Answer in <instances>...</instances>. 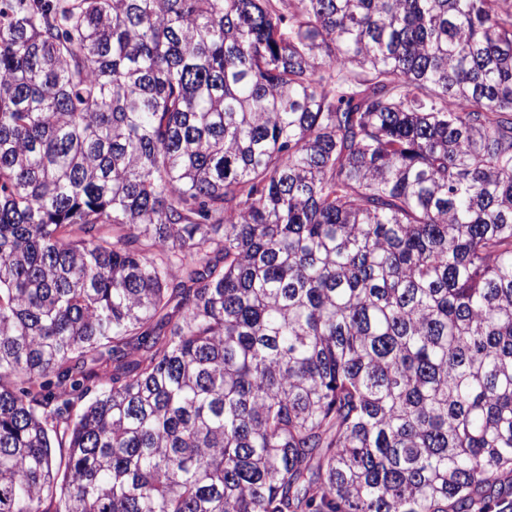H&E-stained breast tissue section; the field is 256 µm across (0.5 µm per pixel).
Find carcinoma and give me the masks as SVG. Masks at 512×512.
<instances>
[{"label":"carcinoma","mask_w":512,"mask_h":512,"mask_svg":"<svg viewBox=\"0 0 512 512\" xmlns=\"http://www.w3.org/2000/svg\"><path fill=\"white\" fill-rule=\"evenodd\" d=\"M0 512H512V0H0Z\"/></svg>","instance_id":"1"}]
</instances>
